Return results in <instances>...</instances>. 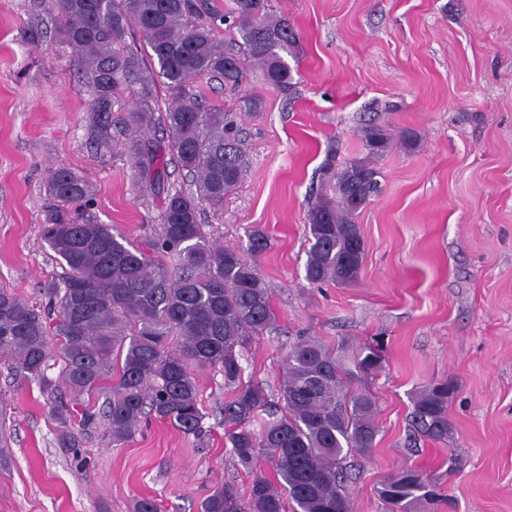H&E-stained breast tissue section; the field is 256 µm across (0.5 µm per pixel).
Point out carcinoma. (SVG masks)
Wrapping results in <instances>:
<instances>
[{"label": "carcinoma", "instance_id": "obj_1", "mask_svg": "<svg viewBox=\"0 0 512 512\" xmlns=\"http://www.w3.org/2000/svg\"><path fill=\"white\" fill-rule=\"evenodd\" d=\"M48 7L92 88L91 133L100 151L112 146L114 108L128 112L127 153L138 176L162 188L161 227L136 245L115 225L65 218L69 207L90 200L92 189L69 168L51 169L55 218L42 237L65 268L64 287L47 288L45 310L0 287V359L21 380L38 382L59 426L58 447L75 454L80 428L96 413L86 405L78 417L57 397L49 361L60 365L62 383L75 396H104L102 414L116 446L133 439L152 414L185 435H200L205 413L195 372L219 366L231 391L224 437L252 480L246 497L229 483L216 489L202 512H351L346 459L368 452L379 434L369 384L383 367L381 346L360 347L347 366L336 350L301 336L286 354L278 400L243 381L241 352L278 320L257 266L271 239L255 227L246 251L224 248L210 241L200 216L201 202L220 205L239 183L244 149L238 113L205 108L187 82L211 74L234 86L250 61L267 82L290 89L284 56L297 42L293 27L270 14L268 0H231L221 16L210 0H48ZM217 19L238 50L215 38ZM133 28L149 47L145 64L126 43ZM160 84L172 94L164 110ZM391 145L388 129L373 122L364 129L368 159L339 166L336 154H327L323 169L334 196L316 198L307 212L310 284L358 281L365 246L355 217L379 191L371 159ZM168 153L195 178L197 193L164 183ZM450 388L438 382L415 394L412 440L448 441ZM263 413L268 420L257 432L253 421ZM262 460L274 478L258 467ZM434 487L430 476L406 466L378 495L385 512H419L433 503Z\"/></svg>", "mask_w": 512, "mask_h": 512}]
</instances>
